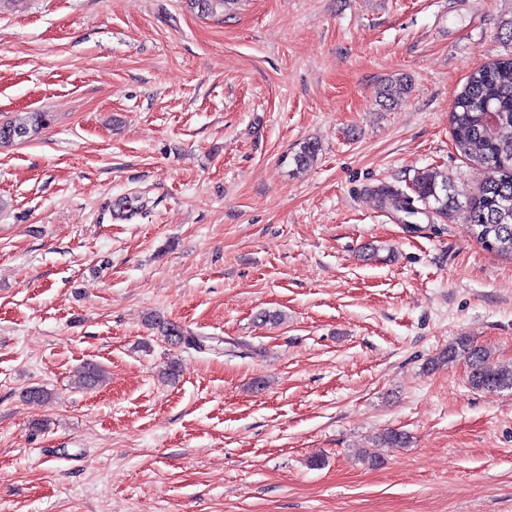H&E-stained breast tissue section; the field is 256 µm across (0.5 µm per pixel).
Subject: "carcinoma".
<instances>
[{
	"label": "carcinoma",
	"mask_w": 512,
	"mask_h": 512,
	"mask_svg": "<svg viewBox=\"0 0 512 512\" xmlns=\"http://www.w3.org/2000/svg\"><path fill=\"white\" fill-rule=\"evenodd\" d=\"M187 3L190 9L208 15L223 7L224 0H187ZM51 121L52 115L48 112H31L23 119L0 122V145L17 142L20 131L28 139ZM450 123L455 149L487 170L488 176L478 193L462 204L448 176L427 169L415 180V196L383 185L376 190L379 202L404 213V224L430 211L440 217L461 212L477 243L512 256V58H502L468 76L456 98ZM318 151L317 142L303 143L293 156L295 165L306 166ZM417 202L424 208L415 206ZM151 323L161 328L167 337L176 336L187 346L204 348L201 336L189 341L176 325L155 319ZM459 356L468 359L471 387L488 391L512 388V364L490 362L487 352L466 337L450 344L439 362L447 363ZM105 378L106 372L100 365L87 363L77 372L76 383L83 388H95Z\"/></svg>",
	"instance_id": "1"
}]
</instances>
